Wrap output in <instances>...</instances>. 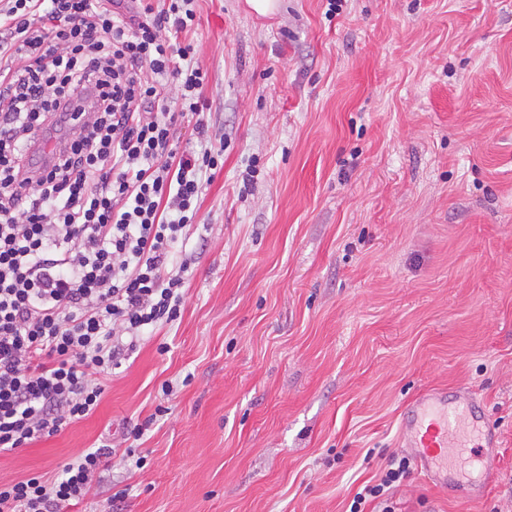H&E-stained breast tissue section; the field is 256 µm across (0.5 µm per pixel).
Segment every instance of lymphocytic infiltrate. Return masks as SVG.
Returning <instances> with one entry per match:
<instances>
[{"label": "lymphocytic infiltrate", "instance_id": "1", "mask_svg": "<svg viewBox=\"0 0 512 512\" xmlns=\"http://www.w3.org/2000/svg\"><path fill=\"white\" fill-rule=\"evenodd\" d=\"M196 0H0V451L90 415L143 332L178 320L205 178L224 166L202 93L209 72L181 33ZM179 105L170 107V88ZM192 116L198 149L178 153ZM63 133L31 166L37 139ZM116 450L78 453L55 477L0 479V512H64ZM411 470L391 455L349 512L388 500Z\"/></svg>", "mask_w": 512, "mask_h": 512}]
</instances>
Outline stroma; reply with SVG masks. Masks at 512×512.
Returning a JSON list of instances; mask_svg holds the SVG:
<instances>
[{
    "label": "stroma",
    "instance_id": "35a3bbf8",
    "mask_svg": "<svg viewBox=\"0 0 512 512\" xmlns=\"http://www.w3.org/2000/svg\"><path fill=\"white\" fill-rule=\"evenodd\" d=\"M278 2L198 0L180 37L226 143L174 248L180 318L0 477L109 440L132 455L68 512L124 487L122 512H348L406 405L466 387L500 437L493 485L469 501L413 473L395 510L512 512V0Z\"/></svg>",
    "mask_w": 512,
    "mask_h": 512
}]
</instances>
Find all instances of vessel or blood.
<instances>
[{
	"mask_svg": "<svg viewBox=\"0 0 512 512\" xmlns=\"http://www.w3.org/2000/svg\"><path fill=\"white\" fill-rule=\"evenodd\" d=\"M400 440L419 473L451 495L476 500L493 482L498 440L470 389L422 393L401 423Z\"/></svg>",
	"mask_w": 512,
	"mask_h": 512,
	"instance_id": "1",
	"label": "vessel or blood"
}]
</instances>
